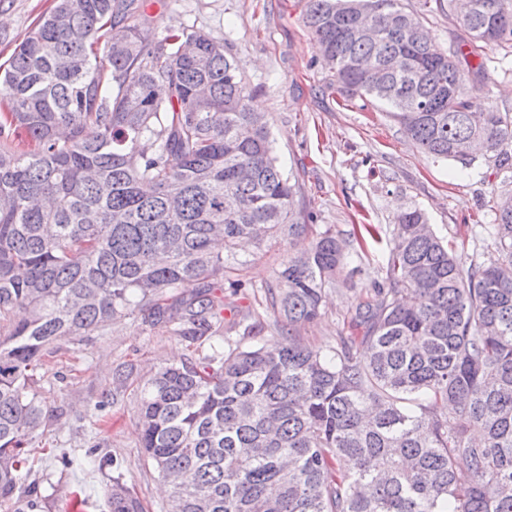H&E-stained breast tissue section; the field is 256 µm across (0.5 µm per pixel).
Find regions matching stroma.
<instances>
[{
  "label": "stroma",
  "mask_w": 512,
  "mask_h": 512,
  "mask_svg": "<svg viewBox=\"0 0 512 512\" xmlns=\"http://www.w3.org/2000/svg\"><path fill=\"white\" fill-rule=\"evenodd\" d=\"M53 0H0V64ZM303 0H145L157 36L194 28L223 41L248 89L251 107L265 113L275 138L279 164L298 174L301 203L314 211L315 228L348 235L361 224L390 231L400 209L423 210L432 229L453 245L461 267L488 265L498 258L492 229L494 202L505 193L493 163L462 168L441 161L408 141L389 113L354 100L343 106L330 88L331 72L321 63L315 41L304 26ZM488 58L478 94L486 105L512 108V57L485 46ZM287 239L272 247L240 250L243 266L230 271L247 287L234 296L225 320L261 310L263 287L288 258ZM382 255L367 250L350 259L343 284L328 289L321 317L302 329L304 341L323 350L336 345L356 307L372 293L371 283ZM192 343L169 328L153 326L133 315L76 341L52 344L32 386L52 416L42 437L47 451L20 487L38 486L43 512H68L73 496L86 512H108L106 492L113 477L132 489L146 512H166L158 470L138 444L135 383L157 367L190 357ZM125 372L130 388L112 386V375ZM113 397L107 424H99L95 404ZM112 456L117 466L101 472H72L57 461L62 453L84 454L92 445Z\"/></svg>",
  "instance_id": "obj_1"
}]
</instances>
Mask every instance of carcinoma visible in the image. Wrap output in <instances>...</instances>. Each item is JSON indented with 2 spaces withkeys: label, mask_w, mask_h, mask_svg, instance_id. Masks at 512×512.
<instances>
[{
  "label": "carcinoma",
  "mask_w": 512,
  "mask_h": 512,
  "mask_svg": "<svg viewBox=\"0 0 512 512\" xmlns=\"http://www.w3.org/2000/svg\"><path fill=\"white\" fill-rule=\"evenodd\" d=\"M470 3L447 52L401 0H305L303 22L345 100L376 103L436 158L494 160L511 185L512 111L463 77L484 74L483 46L512 51V0ZM249 98L223 42L156 38L143 0H55L0 65V501L38 461L43 351L142 314L213 337L137 387L167 512H512V207L495 206L497 262L467 271L416 207L385 238L374 224L314 237ZM280 236L290 253L264 300L282 342L268 349L261 315L224 323L217 289L241 241ZM367 238L386 254L373 295L316 351L299 329ZM107 504L145 512L118 477ZM41 508L32 486L14 512Z\"/></svg>",
  "instance_id": "1"
}]
</instances>
